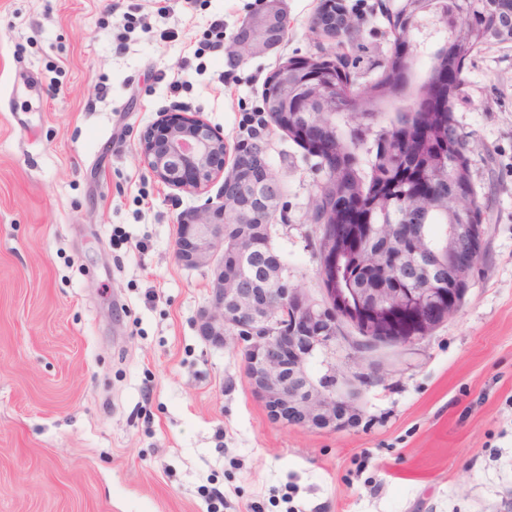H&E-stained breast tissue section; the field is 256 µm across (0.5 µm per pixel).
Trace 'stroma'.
<instances>
[{
  "instance_id": "1",
  "label": "stroma",
  "mask_w": 512,
  "mask_h": 512,
  "mask_svg": "<svg viewBox=\"0 0 512 512\" xmlns=\"http://www.w3.org/2000/svg\"><path fill=\"white\" fill-rule=\"evenodd\" d=\"M374 2L346 0L367 17L349 63L368 81L393 40ZM321 4L284 0L282 43L241 59L258 0H0V512H211L216 493L221 512H512V41L473 52L453 100L484 273L424 341L337 348L339 372L375 375L357 425L272 422L234 345L198 331L209 279L177 261L176 228L222 183L169 188L140 138L182 110L240 142L280 65L339 53L309 28ZM264 142L276 246L318 291L302 226L323 174L275 125Z\"/></svg>"
}]
</instances>
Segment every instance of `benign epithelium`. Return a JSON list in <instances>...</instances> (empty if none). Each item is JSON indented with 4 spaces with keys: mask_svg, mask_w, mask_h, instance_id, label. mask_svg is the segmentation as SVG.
<instances>
[{
    "mask_svg": "<svg viewBox=\"0 0 512 512\" xmlns=\"http://www.w3.org/2000/svg\"><path fill=\"white\" fill-rule=\"evenodd\" d=\"M282 0H260L235 38L241 56L277 48L286 30ZM494 17L512 19L509 0H480ZM408 30L406 46L415 51L448 44V30L434 14L425 18L397 16ZM359 26L345 0H328L310 21L318 36L334 37ZM314 93L295 103L308 112L350 111L347 98L336 102V76L330 70L309 78ZM144 165L162 183L183 192L201 193L208 184L224 176L233 163L238 176L229 177L232 189L187 213L177 225L175 254L187 268H205L210 274L207 304L200 310L197 326L209 344L222 347L230 342L241 353L253 394L264 404L271 419L285 426L335 431L356 419L353 400L341 388L366 385L371 377L356 372L347 378L331 368L327 378H315L310 364L322 353H331L348 342L337 331L342 320L367 334L376 345L407 347L424 339L441 321L463 306L468 289L444 288L439 278L442 264L457 259L455 281L468 283L474 277L475 259L485 251L484 224H448V242L429 248L423 245L422 226L403 229L406 247L394 260L377 251L378 260L351 269L368 267L377 275L421 284L419 288H323L316 295L308 288H290L279 267L262 269L260 287L239 269L224 268V254H237L243 242L257 232L259 215L273 214L281 201L280 183L266 169L255 165L256 149L232 148L220 130L198 115L167 114L140 139ZM232 225L224 226L227 215ZM352 257L350 242L339 243L330 261H322V276L336 275V265Z\"/></svg>",
    "mask_w": 512,
    "mask_h": 512,
    "instance_id": "benign-epithelium-1",
    "label": "benign epithelium"
}]
</instances>
